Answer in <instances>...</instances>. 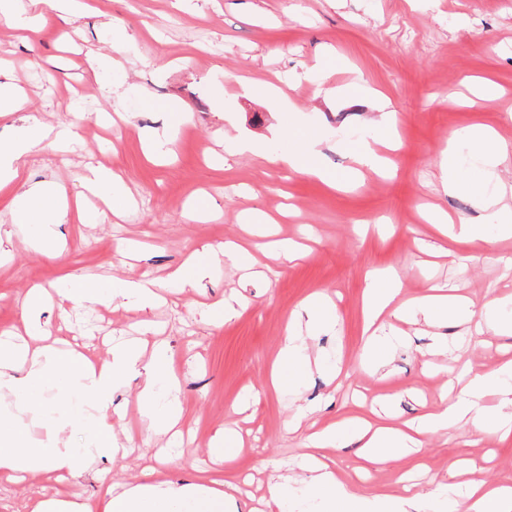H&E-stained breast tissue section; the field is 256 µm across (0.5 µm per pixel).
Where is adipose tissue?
I'll return each mask as SVG.
<instances>
[{"label": "adipose tissue", "instance_id": "adipose-tissue-1", "mask_svg": "<svg viewBox=\"0 0 512 512\" xmlns=\"http://www.w3.org/2000/svg\"><path fill=\"white\" fill-rule=\"evenodd\" d=\"M76 0H28L20 8L18 0H0V24L24 32H36L37 19L45 9L61 17L74 16ZM72 126L51 128L37 118H30L11 139L0 140V188L18 182L24 160L46 139L71 144ZM456 141L479 153L482 182L475 190L476 207L498 215V224H481L462 216L458 219L460 237L483 239L490 234L512 237V208L502 205V197L491 191L490 183L502 161L512 154V146L496 139L491 131L474 125L460 130ZM321 141L309 133L300 134L298 143L288 154L271 155L272 163L313 176L327 185H335L336 176L320 163ZM71 208L59 188L34 185L22 192L13 209L15 224L25 227L32 245L39 250L59 246V225L68 223ZM154 282L112 278L101 281L89 278L61 283L57 292L72 304L87 307L113 301H132L148 308L158 300ZM399 293L392 276H372L363 297L365 323L371 332L365 342V353L375 367H382L383 351L392 339L375 331L377 320L391 307ZM467 300L458 294L442 292L426 295L413 304L399 308V315L436 328V349L448 346L444 327L456 323L459 310ZM334 305L326 295L315 293L299 303L288 315L277 356L272 364L270 386L273 390L296 389L304 369L310 368L306 337L334 328ZM140 378L137 401L143 417L149 419L156 434H168L183 417L178 397V384L170 367L165 343H157L151 355H144L137 343L112 346L108 360L100 364L85 361L73 350L50 346L29 349L16 344L9 333L0 334V474L10 480L33 476L44 471L56 474L60 490L51 498L36 504L34 512H238L233 492L204 484L179 485L170 481L143 484H112L103 508H95L67 489L69 482L81 480L91 461L98 456H116L118 444L109 429L112 401L133 378ZM57 390V401L47 404L44 391ZM489 393L503 397V407L483 413L479 402ZM41 413L51 417L58 429L84 426L90 433L83 448H69L49 443L30 447L22 439L21 416ZM471 424L488 433L512 436V360L495 369L474 374L457 394L444 397L436 411L419 419L398 425L374 423L356 417L323 428L308 437L313 453L299 475H277L267 486L265 503L272 512H431L440 504L442 512H512V485H489L481 478L465 482L459 497L436 491L424 496L413 493L408 477H400L403 494L399 497H366L350 492L332 468L323 460L321 450L357 445L361 456L371 464H386L400 455L418 450L427 434L454 425Z\"/></svg>", "mask_w": 512, "mask_h": 512}]
</instances>
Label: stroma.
Returning a JSON list of instances; mask_svg holds the SVG:
<instances>
[{
  "instance_id": "stroma-1",
  "label": "stroma",
  "mask_w": 512,
  "mask_h": 512,
  "mask_svg": "<svg viewBox=\"0 0 512 512\" xmlns=\"http://www.w3.org/2000/svg\"><path fill=\"white\" fill-rule=\"evenodd\" d=\"M75 20L49 22L23 36L0 26V73L11 78L27 105L0 117V135H13L25 115L58 126L74 123L77 141L60 152L43 145L25 167L24 184L0 191V330L24 334L22 300L29 288L53 290L65 277L167 280L187 258L220 250L225 241L249 243L263 258L271 243L292 240L304 257L275 266L268 278L250 277L223 262L199 288L165 291L163 302L141 310L122 302L61 311L58 303L38 316L52 339L103 361L113 339L138 336L149 321L165 339L179 380L183 445L167 453V436L153 435L136 405L139 379L113 399L112 432L127 456L98 458L106 483L85 476L75 491L96 501L110 482L135 484L147 472L156 480H216L241 487L246 508L258 506L276 469L298 472L311 432L373 410L401 422L434 411L447 386L462 388L469 371L487 372L512 358V335L462 336L449 326L458 350L432 353L430 328L401 321L400 343L382 370L363 360V295L371 272L390 270L401 283V300L431 286L458 288L474 306L512 299V238L453 239L424 218L438 207L450 216L481 220L469 192L445 193L440 159L453 132L473 124L512 145V0H85ZM126 34L129 57L122 66L93 76L86 57L110 49L114 29ZM302 73L290 104L273 108L243 93L238 80L281 83ZM500 94L480 97L479 80ZM117 86L110 97L104 87ZM333 89L327 99L319 87ZM80 106L83 117L71 109ZM394 113L397 148L383 176L373 173L341 190L270 163L269 152L294 149L295 133L307 129L322 141L321 161L345 175L372 124ZM168 131L169 156L149 160L142 137ZM244 138L256 152L229 154ZM119 174L135 205L86 224L60 225L62 249L33 248L12 222L25 184L62 186L82 194L87 166ZM272 218L248 229L245 213ZM316 291L330 294L337 322L308 339L311 358L341 362L345 376L329 380L311 369L293 392L268 389L271 363L289 313ZM242 306L226 320L213 314L224 297ZM260 392L259 403L244 397ZM300 419L297 431L288 424ZM29 442L58 440L84 447L82 427L54 431L36 415L22 417ZM233 429L240 444L209 456L216 434ZM351 492L396 495L400 474L427 493L448 484V465L461 459L491 482L512 480V437L480 435L451 427L427 435L420 452L387 465H370L355 446L328 448Z\"/></svg>"
}]
</instances>
